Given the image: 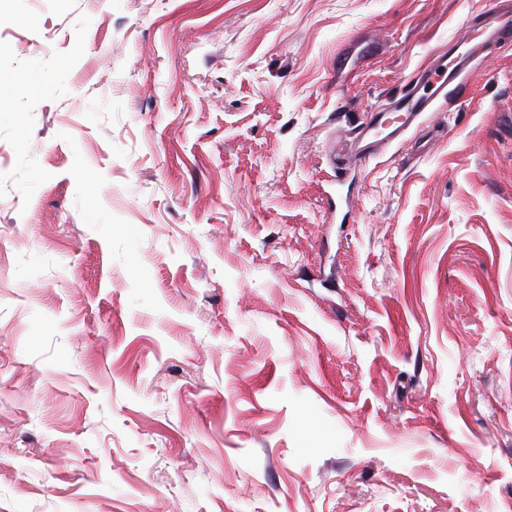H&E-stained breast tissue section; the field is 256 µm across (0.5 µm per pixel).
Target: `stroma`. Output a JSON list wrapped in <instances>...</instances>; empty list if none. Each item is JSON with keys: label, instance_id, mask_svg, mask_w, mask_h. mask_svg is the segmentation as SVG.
<instances>
[{"label": "stroma", "instance_id": "1", "mask_svg": "<svg viewBox=\"0 0 512 512\" xmlns=\"http://www.w3.org/2000/svg\"><path fill=\"white\" fill-rule=\"evenodd\" d=\"M494 0H0V512H508ZM510 30L512 3L509 0H498L491 10L471 17L465 34L448 42V55L442 52L434 64L419 70L411 90L390 100L349 133H354L353 140L357 142L369 141L354 157L359 161L369 158L371 153L367 149L376 140L399 141L423 112L431 110L436 100L447 97L448 87L472 71L474 60L497 45ZM421 90L423 93L419 94Z\"/></svg>", "mask_w": 512, "mask_h": 512}]
</instances>
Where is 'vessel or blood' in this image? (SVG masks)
<instances>
[{
	"label": "vessel or blood",
	"mask_w": 512,
	"mask_h": 512,
	"mask_svg": "<svg viewBox=\"0 0 512 512\" xmlns=\"http://www.w3.org/2000/svg\"><path fill=\"white\" fill-rule=\"evenodd\" d=\"M512 32V0H497L488 11L471 17L462 37L451 39L448 51L434 64L418 71L414 86L390 100L368 120L356 126L355 141L400 140L434 102L447 97L461 75L470 73L474 60Z\"/></svg>",
	"instance_id": "vessel-or-blood-1"
}]
</instances>
